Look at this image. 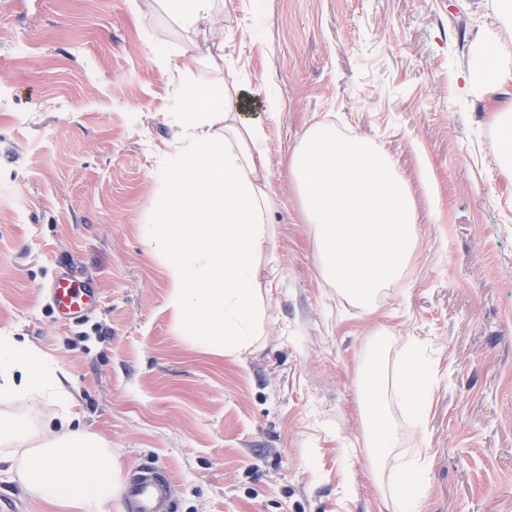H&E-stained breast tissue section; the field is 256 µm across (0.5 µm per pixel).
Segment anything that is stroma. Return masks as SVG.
Returning a JSON list of instances; mask_svg holds the SVG:
<instances>
[{
    "mask_svg": "<svg viewBox=\"0 0 512 512\" xmlns=\"http://www.w3.org/2000/svg\"><path fill=\"white\" fill-rule=\"evenodd\" d=\"M132 2L0 0V336L67 372L122 478L170 475L172 512H395V473L417 450L419 512H512V178L496 158L512 140L465 82L491 0H226L224 54L272 152L321 121L370 138L408 183L418 238L377 309L354 308L322 278L288 165L274 163L278 273L259 263L263 333L233 356L181 335L145 244L178 161L173 84L214 100L219 84L202 49ZM64 266L100 298L68 327L46 296ZM383 326L391 359L419 347L427 391L417 410L390 399L394 446L376 466L360 365Z\"/></svg>",
    "mask_w": 512,
    "mask_h": 512,
    "instance_id": "1",
    "label": "stroma"
}]
</instances>
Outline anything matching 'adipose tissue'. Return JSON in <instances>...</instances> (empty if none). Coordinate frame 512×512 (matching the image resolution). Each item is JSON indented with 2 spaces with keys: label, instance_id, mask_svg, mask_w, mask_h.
<instances>
[{
  "label": "adipose tissue",
  "instance_id": "adipose-tissue-1",
  "mask_svg": "<svg viewBox=\"0 0 512 512\" xmlns=\"http://www.w3.org/2000/svg\"><path fill=\"white\" fill-rule=\"evenodd\" d=\"M148 9L196 33L217 25L223 0H150ZM493 12L497 26L479 43L468 77L487 93L512 86V49L506 42L512 36V0H493ZM208 55L224 71V102L217 107L188 97L177 143L193 163L166 176L165 200L145 239L165 251L168 306L183 335L207 351L233 355L248 349L263 328L265 304L255 261L270 240L279 192L271 176L267 129L243 117L246 80L225 63L223 35L212 37ZM64 379L42 352L0 336V403H44L55 409L52 420L41 425L23 414L0 416V466L15 472L35 499L67 512H112L121 463L99 436L76 427ZM424 391L422 378L406 364L393 375L385 362L375 365L364 411L367 445L377 458L394 443L387 394L415 407Z\"/></svg>",
  "mask_w": 512,
  "mask_h": 512
}]
</instances>
